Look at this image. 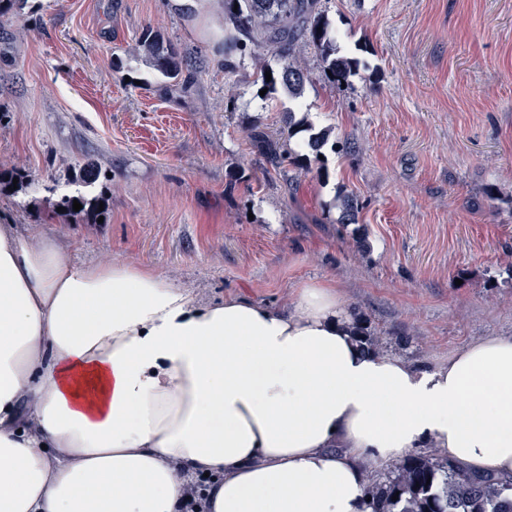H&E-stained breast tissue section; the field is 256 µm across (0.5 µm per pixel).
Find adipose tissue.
<instances>
[{"mask_svg":"<svg viewBox=\"0 0 512 512\" xmlns=\"http://www.w3.org/2000/svg\"><path fill=\"white\" fill-rule=\"evenodd\" d=\"M0 224V512H371L366 472L420 444L512 476V336L427 371L368 354L335 284L202 302Z\"/></svg>","mask_w":512,"mask_h":512,"instance_id":"obj_1","label":"adipose tissue"}]
</instances>
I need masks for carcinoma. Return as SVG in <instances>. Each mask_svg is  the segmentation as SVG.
I'll return each mask as SVG.
<instances>
[{"instance_id": "obj_1", "label": "carcinoma", "mask_w": 512, "mask_h": 512, "mask_svg": "<svg viewBox=\"0 0 512 512\" xmlns=\"http://www.w3.org/2000/svg\"><path fill=\"white\" fill-rule=\"evenodd\" d=\"M27 0H0V30L14 23ZM137 53L147 56L152 66L169 80L189 88L198 70L189 68L187 52L164 43L149 25L143 27L136 43ZM312 52L320 54L332 76L331 83L348 80L356 61L338 53L329 31V20L317 8V0H224V75L239 81L247 57L260 63L254 82L266 89L265 97L276 100L278 92L299 99L305 91L308 75L302 61ZM268 54L276 57L278 67L264 62ZM271 80H266V73ZM251 140L271 165L284 169L293 164L310 167V159L294 156L274 142L261 125L251 129ZM99 170L92 162L79 166L75 182L93 186ZM78 201L89 221L96 224L106 211L99 210L101 196L76 191L60 197L58 206L73 213ZM360 346L368 351L383 344L384 337L359 329ZM398 499H393V496ZM372 512H512V480L470 471L463 464L436 455H419L397 460L383 481L367 487Z\"/></svg>"}]
</instances>
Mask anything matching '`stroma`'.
Segmentation results:
<instances>
[{
  "instance_id": "1",
  "label": "stroma",
  "mask_w": 512,
  "mask_h": 512,
  "mask_svg": "<svg viewBox=\"0 0 512 512\" xmlns=\"http://www.w3.org/2000/svg\"><path fill=\"white\" fill-rule=\"evenodd\" d=\"M166 2L28 0L0 38V172L30 179L0 191V223L75 243L81 264L155 267L208 301L280 307L335 280L351 317L387 336L383 355L421 369L512 336V0H320L358 70L335 85L306 56L297 113L330 135L322 163L284 173L249 128L279 134L291 100L272 112L258 85L226 86L222 54ZM147 25L200 49L193 87L133 55ZM87 160L103 224L56 212Z\"/></svg>"
}]
</instances>
